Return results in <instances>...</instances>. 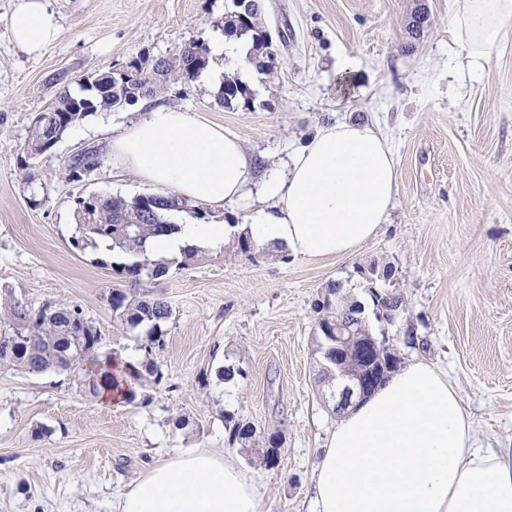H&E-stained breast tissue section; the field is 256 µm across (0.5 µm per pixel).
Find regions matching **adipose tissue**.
I'll return each instance as SVG.
<instances>
[{
  "mask_svg": "<svg viewBox=\"0 0 512 512\" xmlns=\"http://www.w3.org/2000/svg\"><path fill=\"white\" fill-rule=\"evenodd\" d=\"M512 28V0H459L448 22L450 62L479 79ZM13 44L38 55L61 28L48 0H19ZM112 156L143 183L220 206L251 192L254 161L222 125L157 106L112 140ZM399 171L372 125L317 126L269 175L243 223L182 220L151 241L153 260L216 248L240 235L309 259L353 254L388 220ZM473 422L454 386L432 364L391 374L336 424L313 470L311 512H512V448L474 447ZM119 512H259V495L237 460L188 448L150 467L125 492Z\"/></svg>",
  "mask_w": 512,
  "mask_h": 512,
  "instance_id": "obj_1",
  "label": "adipose tissue"
}]
</instances>
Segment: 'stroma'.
Returning a JSON list of instances; mask_svg holds the SVG:
<instances>
[{
    "instance_id": "35a3bbf8",
    "label": "stroma",
    "mask_w": 512,
    "mask_h": 512,
    "mask_svg": "<svg viewBox=\"0 0 512 512\" xmlns=\"http://www.w3.org/2000/svg\"><path fill=\"white\" fill-rule=\"evenodd\" d=\"M18 0H0V291L35 307L79 308L103 353L140 365L134 401L87 397L53 371L0 369V512H119V498L159 459L183 448H221L253 477L260 512H310L311 478L340 417L314 352L315 303L342 283L374 336L402 362L424 359L457 389L478 448H512V34L480 81L448 70V18L457 0H426L421 35L408 29L413 0H266L276 51L251 107L224 109L211 75L175 85L165 105L236 134L266 171L287 160L317 125L361 120L393 148L398 189L387 224L354 254L330 262L238 240L203 250L159 279L116 274L127 257L75 249L76 200L153 194L111 161L66 181V160L112 139L152 102L86 117L40 156L26 145L37 116L61 91L220 37L232 0H50L59 41L32 57L10 40ZM355 72L338 73L340 53ZM372 258L396 268L404 298L380 318L357 272ZM162 298L164 342L145 354L144 328L122 325L113 292ZM234 365L225 399L218 367ZM280 437L268 467L233 441V420Z\"/></svg>"
}]
</instances>
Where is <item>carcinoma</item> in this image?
<instances>
[{
  "label": "carcinoma",
  "instance_id": "carcinoma-1",
  "mask_svg": "<svg viewBox=\"0 0 512 512\" xmlns=\"http://www.w3.org/2000/svg\"><path fill=\"white\" fill-rule=\"evenodd\" d=\"M242 5L233 11L224 13V37L237 40L245 39L251 43L250 60L258 72L269 74L275 67L273 43L266 24V12L248 7L250 0H241ZM209 64L205 47L190 42L180 50L166 57L162 68H150L142 71L140 60L131 61L125 76L112 73L97 79L94 83H82V93L62 92L55 107L54 121L47 125L44 115L36 119L27 152L38 156L50 151L68 130L97 112H104L99 92L101 88L112 85V110H119L142 98H155L167 92L171 86L189 81L204 71ZM255 93L247 85L234 77L226 76L220 86L217 101L226 108L253 105ZM104 160L101 147L91 149L65 164L66 180L74 168L84 165L96 169ZM186 208L197 215L200 209L186 199L176 196L158 195L154 199L138 200L122 195L99 196L94 205V223L80 222L78 235L72 239L77 249L97 246L100 242L110 243V247L133 258L129 264L121 266L119 272L136 282L143 277L158 278L169 272L172 262L156 263L146 253V243L171 233L177 225L167 221L170 211ZM127 220L118 224V217ZM358 273L371 285L373 301L381 311L399 310L403 306V297L393 292H378L376 286L389 283L395 276L393 265L380 259H370L357 267ZM327 294L331 299H321L315 304V311L321 322L328 318H358L357 334L353 346L372 343L376 340L366 324L363 307L349 300L339 283L330 285ZM112 310L122 324L136 328L146 324V353L154 346L163 344L162 324L167 321L170 309L167 303L156 297H140L116 292L111 296ZM0 307L5 309L6 318L0 320V367L19 368L30 373L55 371L68 374L76 379L89 394L96 396L103 390H116L131 402L136 398L132 381L141 379L137 367L129 365L124 376L117 378L112 374V355H101L102 336L91 324L83 326L79 335L68 333L70 319L82 315L76 307L43 305L33 309L13 298L0 297ZM233 438L241 447L249 448L255 454L264 457L267 454L278 455L279 435L273 434L264 439L262 446H256L255 428L248 422L237 421L232 426Z\"/></svg>",
  "mask_w": 512,
  "mask_h": 512
}]
</instances>
